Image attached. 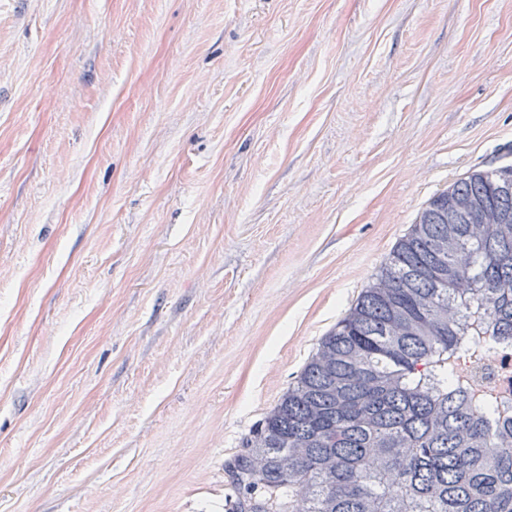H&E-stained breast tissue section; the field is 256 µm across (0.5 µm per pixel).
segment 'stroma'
I'll return each instance as SVG.
<instances>
[{"label": "stroma", "mask_w": 512, "mask_h": 512, "mask_svg": "<svg viewBox=\"0 0 512 512\" xmlns=\"http://www.w3.org/2000/svg\"><path fill=\"white\" fill-rule=\"evenodd\" d=\"M510 163L512 0H0V512H230L427 200Z\"/></svg>", "instance_id": "stroma-1"}]
</instances>
